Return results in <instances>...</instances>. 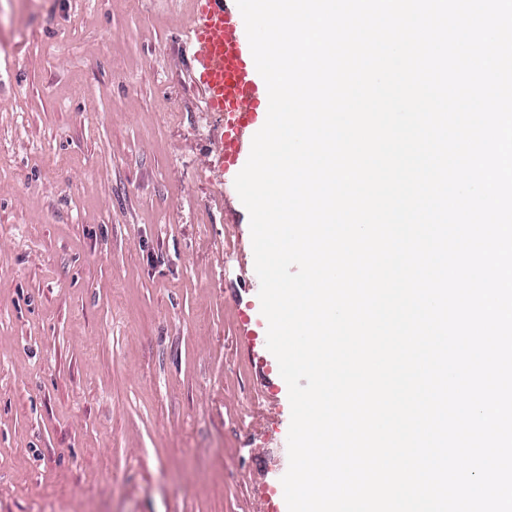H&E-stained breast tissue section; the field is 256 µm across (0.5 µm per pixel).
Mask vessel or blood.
<instances>
[{
  "label": "vessel or blood",
  "mask_w": 512,
  "mask_h": 512,
  "mask_svg": "<svg viewBox=\"0 0 512 512\" xmlns=\"http://www.w3.org/2000/svg\"><path fill=\"white\" fill-rule=\"evenodd\" d=\"M194 82L209 111L224 118V168L238 174L268 110L236 0H206L194 30Z\"/></svg>",
  "instance_id": "obj_1"
}]
</instances>
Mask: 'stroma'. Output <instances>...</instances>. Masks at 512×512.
<instances>
[{"mask_svg": "<svg viewBox=\"0 0 512 512\" xmlns=\"http://www.w3.org/2000/svg\"><path fill=\"white\" fill-rule=\"evenodd\" d=\"M196 9L0 0V512H288Z\"/></svg>", "mask_w": 512, "mask_h": 512, "instance_id": "obj_1", "label": "stroma"}]
</instances>
